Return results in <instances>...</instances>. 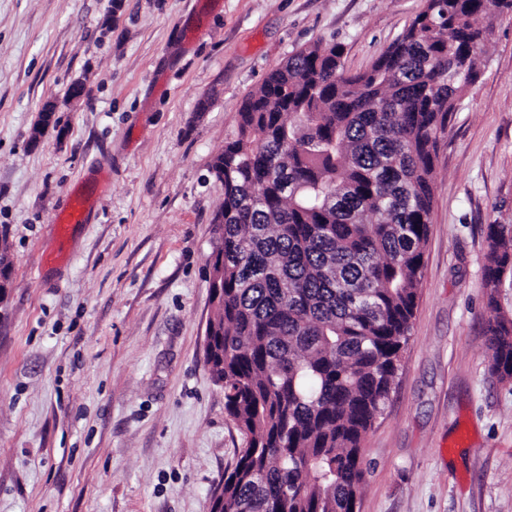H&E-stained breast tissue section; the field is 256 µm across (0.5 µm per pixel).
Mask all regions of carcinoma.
Listing matches in <instances>:
<instances>
[{"instance_id": "carcinoma-1", "label": "carcinoma", "mask_w": 512, "mask_h": 512, "mask_svg": "<svg viewBox=\"0 0 512 512\" xmlns=\"http://www.w3.org/2000/svg\"><path fill=\"white\" fill-rule=\"evenodd\" d=\"M512 0H425L358 73L304 47L247 93L224 164L205 364L247 436L224 512H356L430 235L435 162ZM484 333L512 384V224H488Z\"/></svg>"}]
</instances>
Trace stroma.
<instances>
[{
	"label": "stroma",
	"instance_id": "1",
	"mask_svg": "<svg viewBox=\"0 0 512 512\" xmlns=\"http://www.w3.org/2000/svg\"><path fill=\"white\" fill-rule=\"evenodd\" d=\"M423 0H0V512H208L246 436L204 362L209 172L302 47L368 69ZM440 148L413 327L357 512H512L484 230L512 224V15ZM82 82L80 99L69 96ZM56 127L29 132L43 105ZM85 223L57 232L72 202Z\"/></svg>",
	"mask_w": 512,
	"mask_h": 512
}]
</instances>
